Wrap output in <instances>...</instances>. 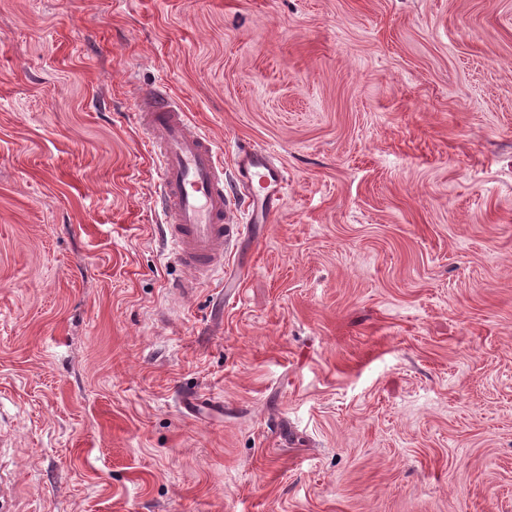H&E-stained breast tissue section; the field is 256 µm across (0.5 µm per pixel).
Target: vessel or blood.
I'll use <instances>...</instances> for the list:
<instances>
[{
  "label": "vessel or blood",
  "instance_id": "b4317fda",
  "mask_svg": "<svg viewBox=\"0 0 512 512\" xmlns=\"http://www.w3.org/2000/svg\"><path fill=\"white\" fill-rule=\"evenodd\" d=\"M140 104L146 140L156 155L157 203L165 216V239L172 257L189 276L177 286L188 297L224 270V255L239 240L237 203L246 222L263 224L278 211L286 187L281 169L264 150L243 151L238 166L241 200L224 191V169L211 138L194 130L184 107L166 86L143 93Z\"/></svg>",
  "mask_w": 512,
  "mask_h": 512
}]
</instances>
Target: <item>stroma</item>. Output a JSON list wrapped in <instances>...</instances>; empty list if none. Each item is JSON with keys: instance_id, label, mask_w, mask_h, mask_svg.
<instances>
[{"instance_id": "stroma-1", "label": "stroma", "mask_w": 512, "mask_h": 512, "mask_svg": "<svg viewBox=\"0 0 512 512\" xmlns=\"http://www.w3.org/2000/svg\"><path fill=\"white\" fill-rule=\"evenodd\" d=\"M161 83L288 179L189 298ZM0 512H512V0H0Z\"/></svg>"}]
</instances>
